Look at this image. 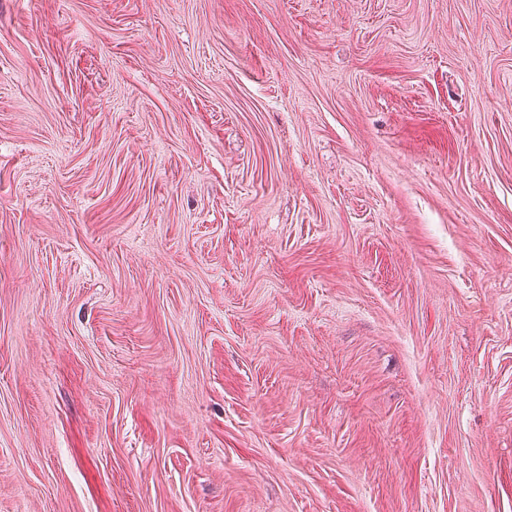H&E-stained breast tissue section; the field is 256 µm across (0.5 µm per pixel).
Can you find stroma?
Instances as JSON below:
<instances>
[{
  "label": "stroma",
  "mask_w": 512,
  "mask_h": 512,
  "mask_svg": "<svg viewBox=\"0 0 512 512\" xmlns=\"http://www.w3.org/2000/svg\"><path fill=\"white\" fill-rule=\"evenodd\" d=\"M0 512H512V0H0Z\"/></svg>",
  "instance_id": "1"
}]
</instances>
